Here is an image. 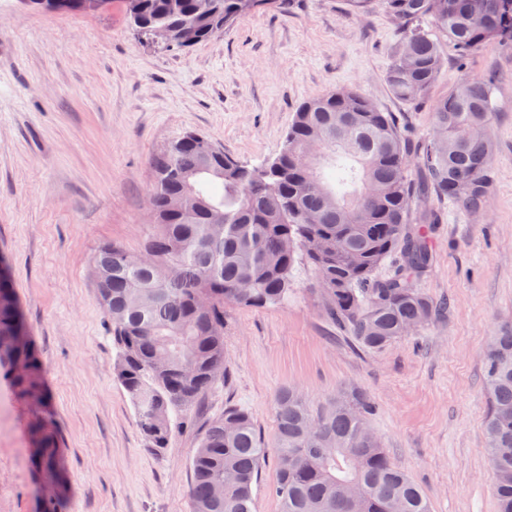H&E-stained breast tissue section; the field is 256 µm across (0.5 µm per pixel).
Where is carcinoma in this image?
Wrapping results in <instances>:
<instances>
[{"label":"carcinoma","instance_id":"cac0c4a2","mask_svg":"<svg viewBox=\"0 0 512 512\" xmlns=\"http://www.w3.org/2000/svg\"><path fill=\"white\" fill-rule=\"evenodd\" d=\"M138 35L155 26L193 31L196 43L240 18L282 9L286 0H136ZM403 38L385 74L391 92L418 106L439 78L441 42L463 58L488 42L512 43V0H378ZM494 81L466 79L432 107L433 132L416 155L389 112L338 88L305 100L280 152L251 165L187 131L151 159L148 260L118 244L95 254L91 274L118 347L115 378L133 405L146 447L162 452L181 423L224 375V307L266 308L292 293L300 261L314 270L329 317L357 344L380 350L435 316L418 287L439 223L414 205L427 194L463 213L485 207ZM391 274L376 278L391 256ZM489 397L486 444L498 512H512V323L482 352ZM15 393L44 403V367L0 257V366ZM361 392L312 408L294 388L276 397L281 512H430L418 485L394 467L371 434ZM36 470L61 483L51 424L27 426ZM266 455L251 416L229 408L205 428L192 457L190 512H256L254 487Z\"/></svg>","mask_w":512,"mask_h":512}]
</instances>
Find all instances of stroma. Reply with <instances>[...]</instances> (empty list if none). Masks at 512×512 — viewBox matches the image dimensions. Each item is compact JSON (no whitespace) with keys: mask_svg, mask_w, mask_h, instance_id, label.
I'll list each match as a JSON object with an SVG mask.
<instances>
[{"mask_svg":"<svg viewBox=\"0 0 512 512\" xmlns=\"http://www.w3.org/2000/svg\"><path fill=\"white\" fill-rule=\"evenodd\" d=\"M398 22L352 0H290L190 51L140 43L120 4L67 15L0 0V256L45 368L46 411L60 437L69 488L64 512H189L191 459L225 409L251 414L266 448L256 512H280L278 392L316 407L357 390L394 466L431 512H496L486 454L481 353L512 323V44L492 43L446 66L426 103L406 105L385 73ZM495 77V150L486 208L463 213L427 199L439 224L423 292L445 308L427 328L379 351L358 347L322 308L299 268L288 302L224 310V377L169 447L146 448L114 379L117 351L91 275L100 247L140 250L148 231L150 159L195 131L255 164L275 156L298 106L336 88L392 113L411 144L433 130L432 102L465 79ZM33 411L0 368V512H40L44 480L29 459Z\"/></svg>","mask_w":512,"mask_h":512,"instance_id":"stroma-1","label":"stroma"}]
</instances>
